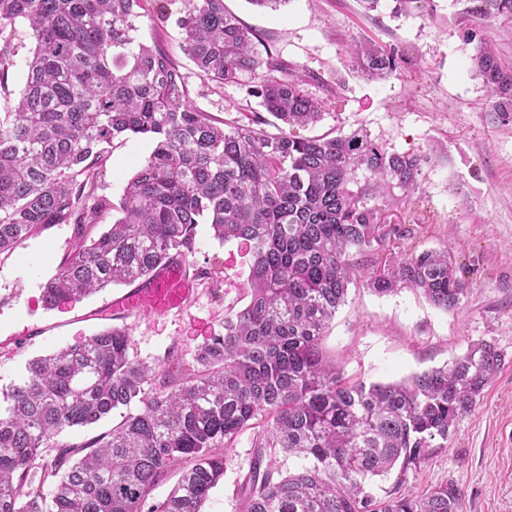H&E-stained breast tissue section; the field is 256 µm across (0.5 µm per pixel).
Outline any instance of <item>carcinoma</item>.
Here are the masks:
<instances>
[{"label":"carcinoma","instance_id":"1","mask_svg":"<svg viewBox=\"0 0 512 512\" xmlns=\"http://www.w3.org/2000/svg\"><path fill=\"white\" fill-rule=\"evenodd\" d=\"M145 2L0 0V87L15 66L12 38L31 45L21 97L0 112V253L50 224H76L79 242L42 285L52 308L189 260L197 225L208 224L222 243L249 244L250 300L224 317V335L190 368L136 359L116 327L29 361L0 412V512H201L224 477L226 450L256 424L242 512H463L452 481L383 498L367 485L448 441L500 368L494 345L473 343L446 366L387 384L345 378L322 349L359 276L378 295L413 288L447 311L466 292L444 251L379 262L390 232L366 197L390 204L394 189L415 190L418 157L362 131L295 133L342 100L310 97L224 0H182V52L213 81L247 83L288 130L270 134L257 115L216 123L191 103L169 50L138 38ZM463 2L470 17L512 20V0ZM348 53L371 79L398 71L396 53L379 46ZM473 66L490 111L512 114V67L489 45ZM139 135L155 147L124 187L120 216L85 240L103 214V204L85 202L95 167L116 138ZM133 402L139 410L107 434L51 442ZM280 456L300 465L285 470ZM178 467L174 488L153 500Z\"/></svg>","mask_w":512,"mask_h":512}]
</instances>
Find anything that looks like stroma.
<instances>
[{
	"label": "stroma",
	"mask_w": 512,
	"mask_h": 512,
	"mask_svg": "<svg viewBox=\"0 0 512 512\" xmlns=\"http://www.w3.org/2000/svg\"><path fill=\"white\" fill-rule=\"evenodd\" d=\"M182 7L181 0H150L140 39L160 38L196 107L226 122L260 111L243 86L207 79L181 52L175 19ZM224 7L305 74L312 97L341 96V109L326 111L309 135L362 128L389 151L420 158L417 190L388 213L398 233L381 257L447 252L469 287L458 307L446 311L418 291L378 295L356 279L323 340L325 353L346 377L368 383L396 382L442 366L481 341L502 357L475 409L448 441L432 448L425 462L377 480L374 494L418 496L452 481L465 493V512H512V117L491 112L472 67L478 45L464 37L472 20L460 18L458 0H414L401 14L393 13L390 0L371 12L361 0H289L277 11L224 0ZM354 40L394 51L396 75L374 81L354 70L345 52ZM153 148L145 136L116 140L87 187L91 200L119 203L124 185ZM75 238V225L53 224L0 254V393L18 381L31 359L111 327L126 329L131 352L141 361L161 364L173 354L194 364L206 339L223 334L225 315L248 302V247L219 243L201 224L192 263L208 275L196 279L182 310L114 311V302L130 293L127 285L47 308L42 285L57 274ZM257 435L250 428L237 436L224 478L203 512H240Z\"/></svg>",
	"instance_id": "1"
}]
</instances>
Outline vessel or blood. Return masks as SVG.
Returning a JSON list of instances; mask_svg holds the SVG:
<instances>
[{"label": "vessel or blood", "instance_id": "obj_1", "mask_svg": "<svg viewBox=\"0 0 512 512\" xmlns=\"http://www.w3.org/2000/svg\"><path fill=\"white\" fill-rule=\"evenodd\" d=\"M194 290L183 264L175 262L157 272L150 283L117 303L120 310L129 312L143 307L156 312L180 309Z\"/></svg>", "mask_w": 512, "mask_h": 512}]
</instances>
